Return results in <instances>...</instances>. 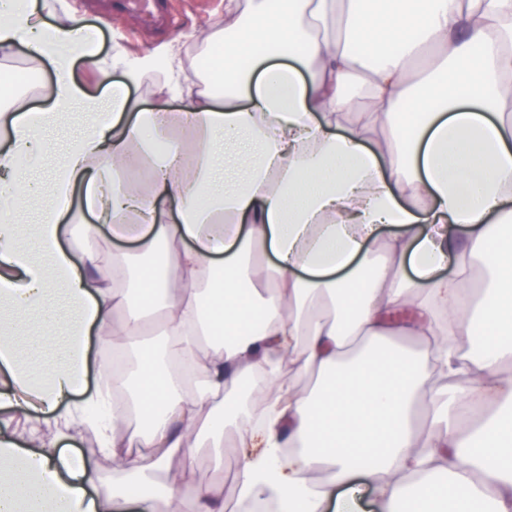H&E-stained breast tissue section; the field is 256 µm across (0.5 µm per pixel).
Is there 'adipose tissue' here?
I'll return each mask as SVG.
<instances>
[{"mask_svg":"<svg viewBox=\"0 0 512 512\" xmlns=\"http://www.w3.org/2000/svg\"><path fill=\"white\" fill-rule=\"evenodd\" d=\"M225 15L223 93L143 113L75 76L82 19L0 7V80L22 46L59 78L46 107L0 103V202L43 204L29 238L0 218V410L97 430L123 470L162 477L194 512H224L222 491L187 487L171 462L203 442L222 456L230 428L243 499L352 512L360 476L379 512H512V0H227ZM75 114L49 180L32 179L46 131ZM79 182L136 251L63 246L59 203ZM479 260L490 281L472 302ZM146 293L159 348L140 340ZM92 336L120 366L89 369ZM182 353L201 358L193 396L161 363ZM284 362L311 385L281 382ZM91 370L118 402H70ZM56 468L52 449L1 439L0 512H125L89 463Z\"/></svg>","mask_w":512,"mask_h":512,"instance_id":"adipose-tissue-1","label":"adipose tissue"}]
</instances>
